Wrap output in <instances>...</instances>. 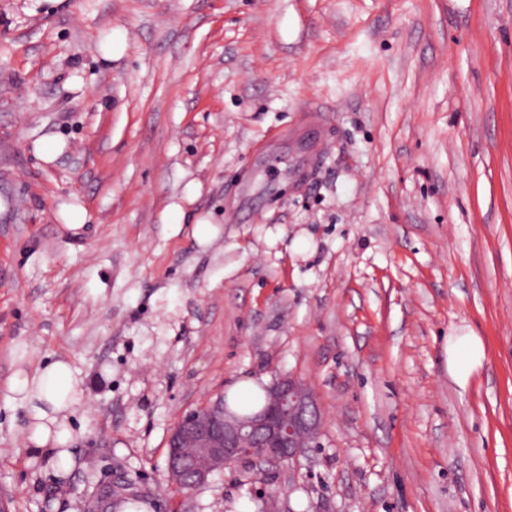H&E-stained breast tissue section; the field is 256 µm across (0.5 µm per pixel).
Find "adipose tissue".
<instances>
[{
  "label": "adipose tissue",
  "instance_id": "adipose-tissue-1",
  "mask_svg": "<svg viewBox=\"0 0 512 512\" xmlns=\"http://www.w3.org/2000/svg\"><path fill=\"white\" fill-rule=\"evenodd\" d=\"M13 400L25 409L29 424L26 440L42 452L55 472L67 471L72 464L68 442L71 433L67 414L82 403L84 382L72 366L56 360L35 371L17 370L9 381Z\"/></svg>",
  "mask_w": 512,
  "mask_h": 512
}]
</instances>
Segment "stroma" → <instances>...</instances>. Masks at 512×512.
<instances>
[{
    "instance_id": "obj_1",
    "label": "stroma",
    "mask_w": 512,
    "mask_h": 512,
    "mask_svg": "<svg viewBox=\"0 0 512 512\" xmlns=\"http://www.w3.org/2000/svg\"><path fill=\"white\" fill-rule=\"evenodd\" d=\"M58 358L57 478L7 385ZM288 374L319 447L175 491L179 419ZM120 480L149 512H512V0H0V501ZM449 354L451 362L466 370L469 365L479 362L482 345L476 336H464L450 343Z\"/></svg>"
}]
</instances>
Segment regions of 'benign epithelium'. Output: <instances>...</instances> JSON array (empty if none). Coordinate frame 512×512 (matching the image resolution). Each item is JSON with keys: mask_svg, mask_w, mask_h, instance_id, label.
I'll return each instance as SVG.
<instances>
[{"mask_svg": "<svg viewBox=\"0 0 512 512\" xmlns=\"http://www.w3.org/2000/svg\"><path fill=\"white\" fill-rule=\"evenodd\" d=\"M266 402L240 415L219 395L185 415L168 437L167 469L175 487L195 489L210 475L242 462L292 466L320 444L323 419L311 389L290 374L265 386Z\"/></svg>", "mask_w": 512, "mask_h": 512, "instance_id": "benign-epithelium-1", "label": "benign epithelium"}]
</instances>
